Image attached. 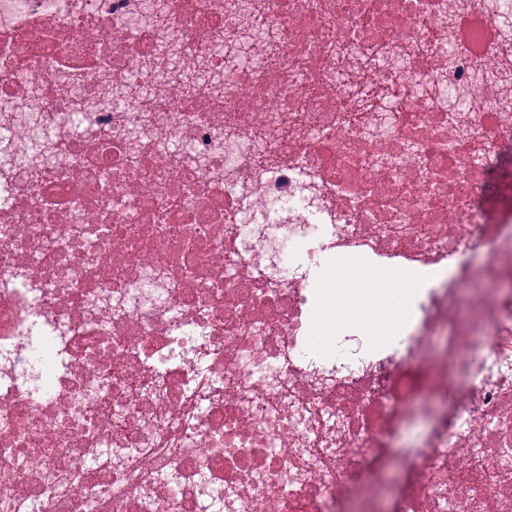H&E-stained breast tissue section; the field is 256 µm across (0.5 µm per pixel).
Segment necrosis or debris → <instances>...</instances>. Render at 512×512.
<instances>
[{
    "label": "necrosis or debris",
    "instance_id": "4bbe7bcc",
    "mask_svg": "<svg viewBox=\"0 0 512 512\" xmlns=\"http://www.w3.org/2000/svg\"><path fill=\"white\" fill-rule=\"evenodd\" d=\"M510 149L512 0H0V512H512ZM323 288H332L330 307L336 325L369 323L373 337L382 342L390 330L402 319L404 302L401 290H385L380 296L363 298L356 292H347L338 284L336 273L330 275ZM350 308H346V303ZM394 313L395 316L391 317ZM427 431V423L419 420L412 426L404 428L397 438L382 474L392 485L398 486L403 476V464L407 457L420 445Z\"/></svg>",
    "mask_w": 512,
    "mask_h": 512
}]
</instances>
